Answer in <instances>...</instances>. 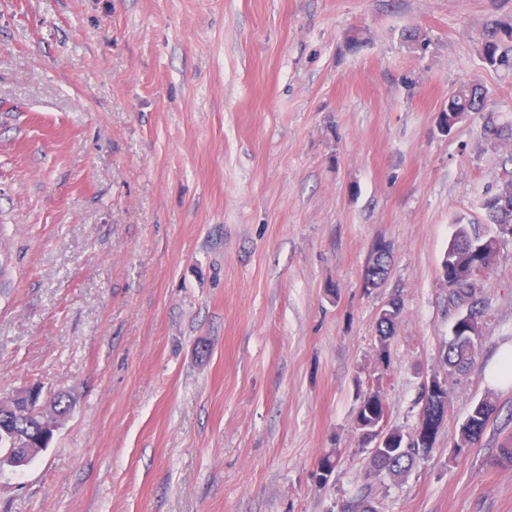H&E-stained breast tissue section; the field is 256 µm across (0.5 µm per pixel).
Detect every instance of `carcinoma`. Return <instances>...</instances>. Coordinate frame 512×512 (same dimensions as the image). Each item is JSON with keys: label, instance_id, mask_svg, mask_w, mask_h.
Wrapping results in <instances>:
<instances>
[{"label": "carcinoma", "instance_id": "carcinoma-1", "mask_svg": "<svg viewBox=\"0 0 512 512\" xmlns=\"http://www.w3.org/2000/svg\"><path fill=\"white\" fill-rule=\"evenodd\" d=\"M482 59L491 68H512V26L495 27L483 35ZM485 96L486 92L479 84L460 87L448 97V104L444 106L443 127L451 129L463 114L481 111ZM481 208L492 224H511L512 180L505 183V188L485 197ZM498 251L496 236H481L472 232L470 225L456 223L445 253L448 269L439 273L442 285L448 289V303L465 307L451 326V338L443 353V362L450 375L466 370L475 360V341L481 336L484 318V303L476 296V277L492 268ZM402 311L403 303L394 298L377 319L380 356L384 360ZM419 401L430 411L426 425H416L407 435L397 429L381 433L378 427L386 422L384 399L374 389L362 393L356 420L362 448L368 453V474L400 476L431 453L450 402V391L424 387ZM497 414L494 401L488 398L478 401L463 423L455 447L470 448L478 443Z\"/></svg>", "mask_w": 512, "mask_h": 512}]
</instances>
